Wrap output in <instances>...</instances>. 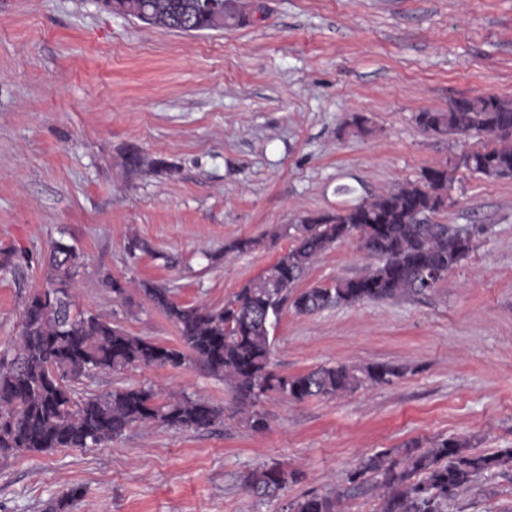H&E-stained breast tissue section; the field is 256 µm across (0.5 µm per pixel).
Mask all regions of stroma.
Segmentation results:
<instances>
[{
    "mask_svg": "<svg viewBox=\"0 0 512 512\" xmlns=\"http://www.w3.org/2000/svg\"><path fill=\"white\" fill-rule=\"evenodd\" d=\"M242 26L183 33L106 10L100 0H0V342L43 287L64 240L80 254L76 301L130 335L182 348L142 283L188 305L223 306L291 246L283 227L418 182L487 147L425 132L420 112L461 96L512 100V0H260ZM367 117L357 126L356 115ZM139 150L164 169L129 171ZM351 194H342V187ZM438 224L474 248L430 293L313 315L284 306L275 372L339 363L403 367L392 384L257 405L251 430L223 377L197 361L82 378V394L151 387L224 410L214 426L128 429L112 443L0 460V512H44L72 488L71 512H286L307 494L343 493L341 512H379L377 474L349 488L369 457L400 458L443 438L472 452L512 448V175L456 169ZM148 243L129 254L127 240ZM256 239L247 253L228 251ZM358 239L323 252L301 288L363 275ZM128 284L114 298L105 275ZM295 472L268 501L245 476ZM447 512H512V467L481 475Z\"/></svg>",
    "mask_w": 512,
    "mask_h": 512,
    "instance_id": "1",
    "label": "stroma"
}]
</instances>
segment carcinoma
Listing matches in <instances>:
<instances>
[{
    "label": "carcinoma",
    "mask_w": 512,
    "mask_h": 512,
    "mask_svg": "<svg viewBox=\"0 0 512 512\" xmlns=\"http://www.w3.org/2000/svg\"><path fill=\"white\" fill-rule=\"evenodd\" d=\"M159 16L161 27L189 23L199 30H219L201 0H130ZM426 131L459 137H490L495 145L460 154L457 166L486 177L512 174V101L494 95L459 98L445 111L418 116ZM132 172L163 169L161 160H146L138 151L125 158ZM448 165L427 169L423 182L380 191L283 230L291 248L256 278L242 285L224 306L184 305L171 290L152 283L142 291L171 320L187 352L131 336L101 316L88 315L76 301L80 257L61 240L52 244L46 286L24 302L20 332L0 344V459L58 448H89L108 443L130 427L157 424L176 430L214 425L223 411L202 397H164L151 387L77 396L74 383L99 371L121 373L136 365L179 367L194 359L224 375L239 408L250 414L255 432L267 428L253 407L269 392L301 402L314 396H338L361 386L386 385L403 375L388 363L321 366L300 375L271 368V330L283 305L299 315L326 309L420 295L437 288L473 248L471 234L428 216L448 205ZM360 238L378 263L366 274L295 292L313 261L332 246ZM512 464V448L474 454L465 442L446 438L430 447L405 450L403 462L377 454L348 474L351 484L365 473L381 475L380 512H446L448 503L469 490L477 478ZM293 474L278 463L250 472L246 492L272 498L287 488ZM82 494L76 487L49 503L46 512H68ZM339 497L305 495L287 504L289 512H337Z\"/></svg>",
    "instance_id": "cac0c4a2"
}]
</instances>
